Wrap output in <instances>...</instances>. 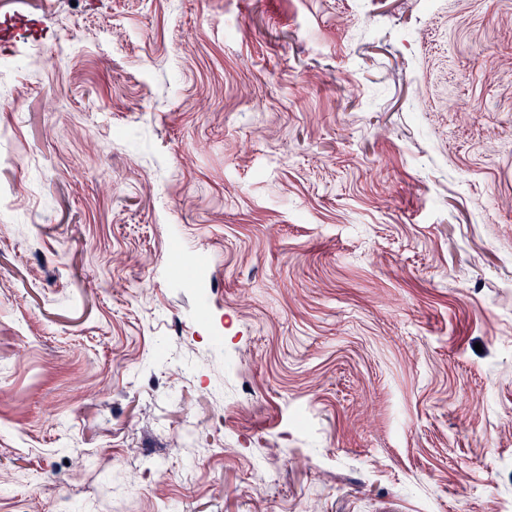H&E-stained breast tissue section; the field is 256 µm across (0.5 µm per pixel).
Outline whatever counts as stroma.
<instances>
[{
	"mask_svg": "<svg viewBox=\"0 0 512 512\" xmlns=\"http://www.w3.org/2000/svg\"><path fill=\"white\" fill-rule=\"evenodd\" d=\"M19 15L0 512H512V0Z\"/></svg>",
	"mask_w": 512,
	"mask_h": 512,
	"instance_id": "1",
	"label": "stroma"
}]
</instances>
